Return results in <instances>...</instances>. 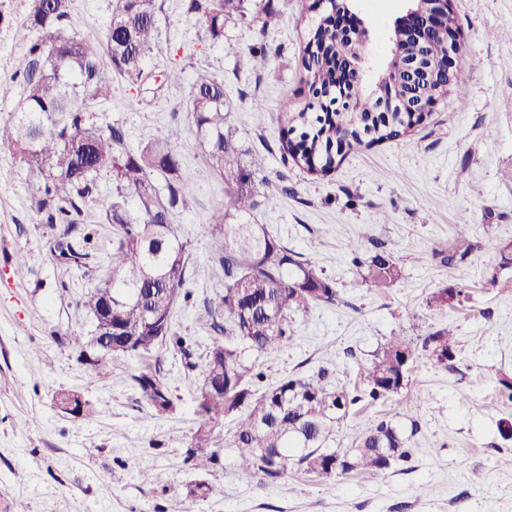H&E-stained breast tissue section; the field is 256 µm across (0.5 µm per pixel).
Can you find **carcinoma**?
Masks as SVG:
<instances>
[{"mask_svg":"<svg viewBox=\"0 0 512 512\" xmlns=\"http://www.w3.org/2000/svg\"><path fill=\"white\" fill-rule=\"evenodd\" d=\"M185 13L205 22L208 38L224 37V22L252 15L265 32L277 9L273 0H183ZM73 0H32L22 29L29 46L9 81H0V99L11 98L17 86L16 106L0 122V142L7 144L30 179L31 208L45 224H65V237L54 256L81 264L86 254L66 235L79 230L85 209L94 202L102 171L112 176V194L99 202L107 223L115 227L106 279L84 297L91 311L101 300H112V326L133 340L127 356L141 359L173 342L189 362L191 353L180 336L171 333L172 311L187 269L186 243L173 215L189 205L191 191L181 179V158L168 138L158 133L136 149L126 145L124 131L98 123L91 104L109 100L114 79L138 84L145 78L144 62L157 35L159 0H117L105 41L91 48L83 39L66 33ZM320 15L309 30L304 67L311 101L300 108L292 100L282 105L281 116L291 137L285 153L297 166L325 175L336 166V149L397 140L419 123L399 106L427 96L442 99L448 90H460L457 76L448 86L427 76H442L448 64V22L422 43L397 41L408 59L421 57L426 71L411 76L390 66L379 78L380 94L393 102L394 111H379L380 98L357 82L355 74L340 79L347 62L365 57L361 40L353 41L346 57L339 55L335 37ZM168 96L185 100L192 112L193 132L204 148L208 165L224 177L227 202L215 209L210 259L224 272L222 294L216 307L205 308L206 324L224 340L216 339L206 354L199 388L203 422L192 438L186 461L196 469L209 466L215 453L214 421L224 416L235 422L232 446L239 468L262 483L280 481L290 468L332 479L352 472L374 477L387 474L411 458L410 436L393 421L380 420L369 430L344 426L353 406L376 404L399 394L401 382L425 359L450 368L458 349L453 333L437 329L412 344L393 336L373 354L364 373L363 387L352 391L333 385L329 371L293 374L262 393L255 386L264 378L262 359L287 345L293 315L319 304L341 302L336 281L315 263L283 246L263 224H230L227 218L245 216L257 208L256 178L264 159L246 147L232 125L224 99V83L207 75L186 86L181 72L166 75ZM355 102L357 112H336V92ZM64 117L62 124L52 117ZM467 219L456 225V239L441 263L452 268L480 244L467 237ZM360 244L351 245L352 264L358 269L350 283L356 288H390L402 276L398 260L382 246L367 256ZM132 380L142 398L158 413L172 410L166 385L149 369ZM346 427L349 445L332 449L329 440ZM196 490L173 495L166 512H182V497H203L210 488L195 482Z\"/></svg>","mask_w":512,"mask_h":512,"instance_id":"obj_1","label":"carcinoma"}]
</instances>
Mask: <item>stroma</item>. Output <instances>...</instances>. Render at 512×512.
Returning a JSON list of instances; mask_svg holds the SVG:
<instances>
[{
  "label": "stroma",
  "mask_w": 512,
  "mask_h": 512,
  "mask_svg": "<svg viewBox=\"0 0 512 512\" xmlns=\"http://www.w3.org/2000/svg\"><path fill=\"white\" fill-rule=\"evenodd\" d=\"M278 21L259 33L250 19L224 25L222 41L209 40L182 0H161L158 38L145 61L146 82L118 81L98 104L102 125H121L129 147L163 132L181 156V174L193 197L174 222L186 242L188 264L172 329L192 354L184 359L165 344L151 359L159 366L174 408L156 413L131 375L136 359L116 357L99 376L68 339L88 335L92 320L82 297L100 285L112 249V227L97 224L87 255L76 267L52 253L61 224H44L30 206L26 171L0 143V512L16 500L28 512H164L187 483L206 482L205 498H190L184 512H512V468L500 454L512 442L498 434L512 419V402L498 394L512 375V265L500 266L498 244L512 241V0H455L467 64L460 91L440 100L406 139L346 150L327 175L284 165L281 105L306 104L302 65L307 32L317 14L313 0H274ZM116 0H75L68 33L97 47L105 39ZM31 0H0V80L10 78L27 45L15 32ZM407 0H352L369 30L365 80L374 84L390 63L396 20ZM266 47L264 69L250 51ZM181 71L185 83L207 74L223 81L232 123L246 146L266 149L260 205L252 223L335 279L343 301L295 315L294 338L263 361V383L327 366L338 385L353 387L373 352L399 334L413 342L436 329L455 328V369L421 361L399 396L363 403L351 423L368 428L397 420L401 403L418 408L406 470L384 477L348 474L328 480L292 469L275 484L246 478L235 464L230 419L219 418L220 440L208 471L186 462L201 422L198 388L206 352L215 338L197 321L217 304L224 279L210 260V222L227 186L207 164L192 132L187 102L166 96L160 75ZM480 249L458 266L440 262L460 217ZM383 246L400 262L402 277L380 292L350 290L355 275L349 248ZM23 254L29 272L17 278L13 259ZM462 286L467 302L430 305L444 286ZM75 391L93 407L86 422L61 413L54 391Z\"/></svg>",
  "instance_id": "1"
}]
</instances>
